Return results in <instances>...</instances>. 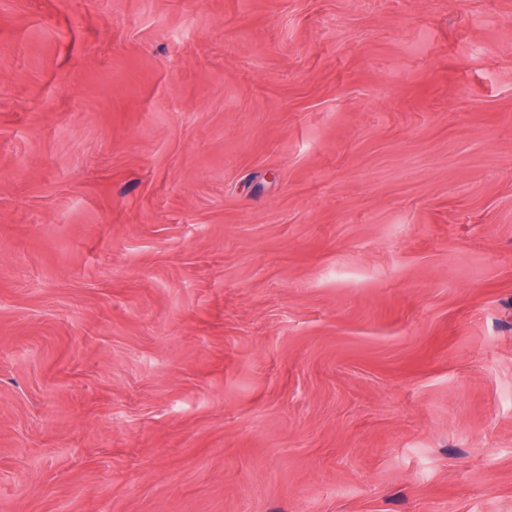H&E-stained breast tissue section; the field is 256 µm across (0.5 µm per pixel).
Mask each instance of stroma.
<instances>
[{"mask_svg": "<svg viewBox=\"0 0 512 512\" xmlns=\"http://www.w3.org/2000/svg\"><path fill=\"white\" fill-rule=\"evenodd\" d=\"M0 512H512V0H0Z\"/></svg>", "mask_w": 512, "mask_h": 512, "instance_id": "1", "label": "stroma"}]
</instances>
